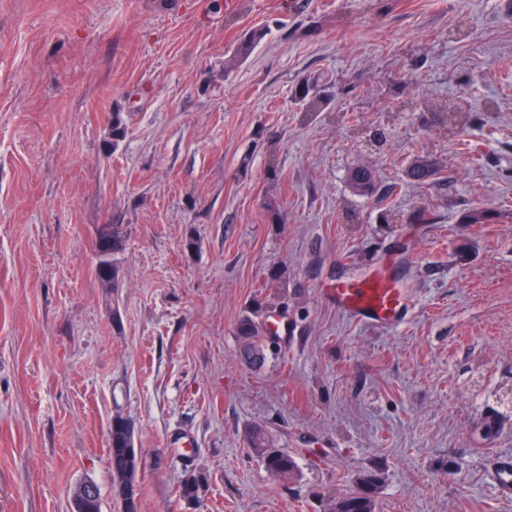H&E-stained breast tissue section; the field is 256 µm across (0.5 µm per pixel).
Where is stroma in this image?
Instances as JSON below:
<instances>
[{
  "label": "stroma",
  "instance_id": "stroma-1",
  "mask_svg": "<svg viewBox=\"0 0 512 512\" xmlns=\"http://www.w3.org/2000/svg\"><path fill=\"white\" fill-rule=\"evenodd\" d=\"M104 224L125 237L108 289ZM374 270L408 299L396 325L326 295ZM271 316L289 339L252 366L237 325ZM510 389L499 0H0V512H71L86 481L123 512L117 413L139 512H329L368 471L376 512H512ZM255 427L293 479L252 453ZM347 178L352 189L361 196L368 195L374 188V176L368 168L354 167ZM112 226V232H106ZM124 250V237L120 225L104 224L98 231L94 241V252L97 258L95 273L100 284L111 288L118 275L114 257ZM105 256V257H104ZM111 424L108 438V457L109 461L112 459V465H110L112 481L124 497V512H138L139 458L137 453V459L128 457V451L135 447L134 427L131 421L120 414L113 416ZM128 488L136 490L135 496L129 499L125 496ZM135 490L130 491V493H135ZM250 446L262 465L272 476L288 481L298 469L296 459L288 451L277 448L274 440L263 428H254L250 432Z\"/></svg>",
  "mask_w": 512,
  "mask_h": 512
}]
</instances>
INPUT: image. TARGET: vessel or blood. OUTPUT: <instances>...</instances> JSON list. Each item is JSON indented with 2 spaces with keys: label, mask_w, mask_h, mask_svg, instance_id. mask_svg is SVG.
<instances>
[{
  "label": "vessel or blood",
  "mask_w": 512,
  "mask_h": 512,
  "mask_svg": "<svg viewBox=\"0 0 512 512\" xmlns=\"http://www.w3.org/2000/svg\"><path fill=\"white\" fill-rule=\"evenodd\" d=\"M329 293L345 314L377 326L394 324L408 307L403 292L376 274L336 282Z\"/></svg>",
  "instance_id": "obj_1"
}]
</instances>
